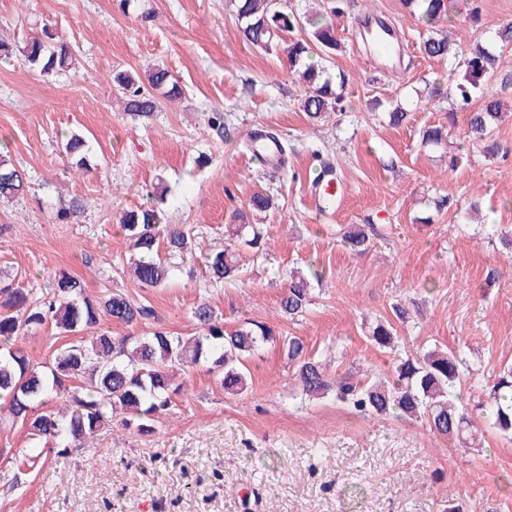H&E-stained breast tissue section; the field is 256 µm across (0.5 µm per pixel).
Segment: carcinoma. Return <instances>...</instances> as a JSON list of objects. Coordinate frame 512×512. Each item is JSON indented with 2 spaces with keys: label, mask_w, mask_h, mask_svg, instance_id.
<instances>
[{
  "label": "carcinoma",
  "mask_w": 512,
  "mask_h": 512,
  "mask_svg": "<svg viewBox=\"0 0 512 512\" xmlns=\"http://www.w3.org/2000/svg\"><path fill=\"white\" fill-rule=\"evenodd\" d=\"M234 15L243 39L265 53L286 54L292 73L305 86L302 111L312 119L336 110L340 102L336 85L345 84V75L334 82L323 65L326 58L342 50L336 38L335 18L343 14V0H330L329 12L300 13L290 0H232ZM410 14L427 27L423 42L425 53L446 58L453 50L448 37V15L454 0H403ZM295 31L307 36L284 41ZM512 43V23L499 27L492 38L472 45L461 53L457 67L460 76L448 77V99L465 108L473 97L480 107L469 112L466 136L487 141L502 121L503 102L492 89L490 80L498 73L497 44ZM23 61L44 74L72 68L76 57L71 47L54 31L44 28L29 39L22 51ZM112 84L124 109L147 117L156 109L148 89H164L175 99L182 89L169 70L153 65L144 76L118 72ZM207 124L220 138H231L224 112L207 113ZM66 153L78 157L76 167L88 168L87 141L72 134L65 144ZM28 178L16 166L7 145L0 146V199H12L25 192ZM121 229L131 249L129 268L144 288H158L172 277L175 258L193 254L194 234L190 229L165 223V212L157 205H140L123 211ZM231 235L222 248L205 255L209 283L218 285L240 277L242 267L234 239L250 248L265 247L267 239L254 224H231ZM341 240L351 250H365L368 233L359 225H349ZM311 302L307 278L293 272L288 276L278 301L280 315L295 318ZM154 317L150 306L122 292H109L93 298L84 282L60 273L44 288H28L13 279L0 280V398L4 400L5 419L27 431L32 447L23 466L32 469L43 460L45 448L67 450L83 444L115 414H125V423L147 431L167 411L175 396L183 390L175 372L182 367L209 365L208 372L224 391L239 394L247 388V362L266 345L278 343L288 363L296 366L300 395L308 400L329 395L361 416H393L400 420L425 421L434 433L464 447L476 444L472 421L458 391L461 374L468 369L466 360L455 351L439 348L400 358L394 373L386 379L358 378L352 374L332 377L326 364L307 355L298 336H278L266 323L252 321L226 328L206 303L194 310L196 331L190 336H175L161 327L141 335L114 337L106 331L92 336L81 332L107 319L126 327H137ZM53 323L64 334L78 338L56 349L48 362L33 363L27 351L14 346L15 336L26 330ZM371 340L380 348H398L397 330L388 322L376 324ZM63 397L62 410H40L53 397ZM494 428L512 435V371L499 377L493 393L482 403Z\"/></svg>",
  "instance_id": "1"
}]
</instances>
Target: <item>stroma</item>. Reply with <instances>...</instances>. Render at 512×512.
<instances>
[{
	"label": "stroma",
	"mask_w": 512,
	"mask_h": 512,
	"mask_svg": "<svg viewBox=\"0 0 512 512\" xmlns=\"http://www.w3.org/2000/svg\"><path fill=\"white\" fill-rule=\"evenodd\" d=\"M481 21L467 20L456 0L448 30L456 49L512 21V0H481ZM386 19L403 46L399 73L367 53L358 30L367 15ZM56 31L77 58L69 72L46 76L19 53L42 27ZM425 25L402 0H348L336 20L343 45L332 71L344 72L343 111L312 120L299 108L300 84L286 56L244 43L228 0H0V38L13 54L0 60V141L29 177L23 198L0 201V273L44 286L55 274L80 277L90 295L121 290L152 306L157 326L191 332L194 308L208 303L233 327L250 319L299 336L330 374L393 372L397 354L369 338L377 321L397 323L405 349L461 352L471 373L465 402L486 400L512 367V247L498 234L512 228V87L507 115L493 132L491 154L465 136L466 115L430 95L447 81L449 63L428 57ZM160 64L183 90L144 119L123 111L110 77ZM408 104L399 126L386 114ZM220 109L236 136L222 141L207 112ZM444 125L448 142H422ZM288 143L284 167L245 148L253 129ZM84 135L90 170L72 164L65 134ZM463 161L449 169V159ZM345 186L336 209L308 201L320 164ZM271 193L272 210L249 211L254 193ZM452 196L436 212L435 200ZM84 212L58 222L60 199ZM162 201L168 221L194 231L193 256L163 288H142L118 268L129 243L123 210ZM262 225L268 249H245L240 281L208 288L204 255L223 246L237 211ZM373 224L363 252L339 235ZM322 274L301 317L277 302L290 271ZM247 391L225 394L205 367L185 372L188 389L147 432L120 416L79 447L50 451L41 467L18 475L30 442L19 426L0 424V512H512V441L489 434L483 447L460 448L422 422L363 417L333 398L301 400L290 366L271 344L250 360Z\"/></svg>",
	"instance_id": "35a3bbf8"
}]
</instances>
